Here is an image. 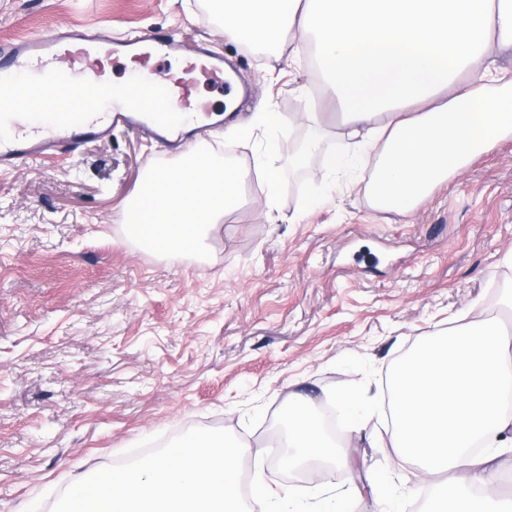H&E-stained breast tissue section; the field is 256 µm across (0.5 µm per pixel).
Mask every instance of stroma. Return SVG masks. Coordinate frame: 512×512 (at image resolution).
Listing matches in <instances>:
<instances>
[{
	"label": "stroma",
	"instance_id": "35a3bbf8",
	"mask_svg": "<svg viewBox=\"0 0 512 512\" xmlns=\"http://www.w3.org/2000/svg\"><path fill=\"white\" fill-rule=\"evenodd\" d=\"M211 0H0V42L63 23L112 40L159 32L208 43L236 65L251 97L201 128L246 172L244 205L201 255L145 251L115 219L149 164L175 142L117 129L66 155L0 170V512H51L76 478L176 424L224 428L262 475L337 512H423L431 480L387 441L388 379L422 339L476 317L512 284V136L436 186L406 215L382 213L363 184L312 178L340 144L335 103L308 170L290 166L302 128L291 116L319 99L311 66L226 41ZM277 115L268 134L262 114ZM263 158L281 175L276 222L260 211ZM301 223H291L296 213ZM333 406L362 392L358 434L339 421L342 464L296 478L273 455L290 392Z\"/></svg>",
	"mask_w": 512,
	"mask_h": 512
}]
</instances>
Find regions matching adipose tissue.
I'll use <instances>...</instances> for the list:
<instances>
[{
	"mask_svg": "<svg viewBox=\"0 0 512 512\" xmlns=\"http://www.w3.org/2000/svg\"><path fill=\"white\" fill-rule=\"evenodd\" d=\"M224 36L269 52L316 44L325 93L342 108L341 145L322 169H371L376 210L406 214L476 153L512 136V78L490 61L512 48V0H221ZM245 172L202 143L148 169L155 201L136 191L119 221L147 224L138 245L197 252L217 220L241 203ZM397 457L441 475L425 512H512L494 489L477 494L501 448L512 447V337L495 313L429 338L388 383ZM304 394L282 407L294 462L338 460ZM487 452L474 455L476 440Z\"/></svg>",
	"mask_w": 512,
	"mask_h": 512,
	"instance_id": "adipose-tissue-1",
	"label": "adipose tissue"
}]
</instances>
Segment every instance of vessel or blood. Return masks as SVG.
Here are the masks:
<instances>
[{
    "label": "vessel or blood",
    "mask_w": 512,
    "mask_h": 512,
    "mask_svg": "<svg viewBox=\"0 0 512 512\" xmlns=\"http://www.w3.org/2000/svg\"><path fill=\"white\" fill-rule=\"evenodd\" d=\"M186 53L188 75L198 73L217 84L227 81L226 62L198 44L185 51L181 42L162 34L138 35L101 46L86 30L62 26L18 43L0 45V123L10 124L14 134L0 140V169L50 157L59 148L111 135L114 127L149 126L152 136L162 139L167 127L177 122L178 112L207 113L210 106L189 98L187 79L162 88L142 75L119 89L102 82L76 83L69 70L59 68L60 59L87 60L108 56L170 55ZM111 108H104V99ZM171 100L175 111L164 112L160 101Z\"/></svg>",
    "instance_id": "1"
}]
</instances>
